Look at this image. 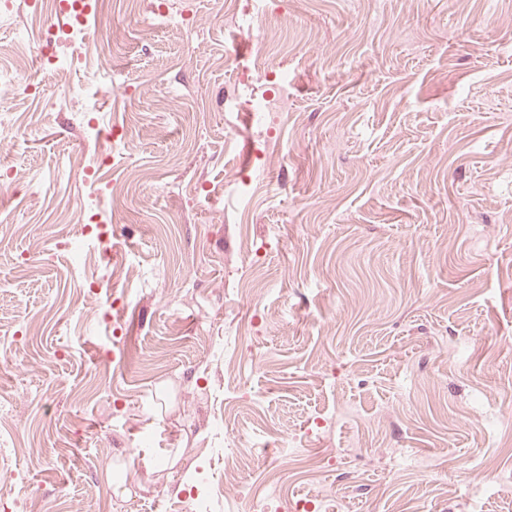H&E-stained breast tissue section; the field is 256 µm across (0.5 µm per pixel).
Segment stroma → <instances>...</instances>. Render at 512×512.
<instances>
[{"label":"stroma","mask_w":512,"mask_h":512,"mask_svg":"<svg viewBox=\"0 0 512 512\" xmlns=\"http://www.w3.org/2000/svg\"><path fill=\"white\" fill-rule=\"evenodd\" d=\"M54 2L0 0V505L512 512V0H114L77 62ZM262 39L292 106L227 110Z\"/></svg>","instance_id":"1"}]
</instances>
